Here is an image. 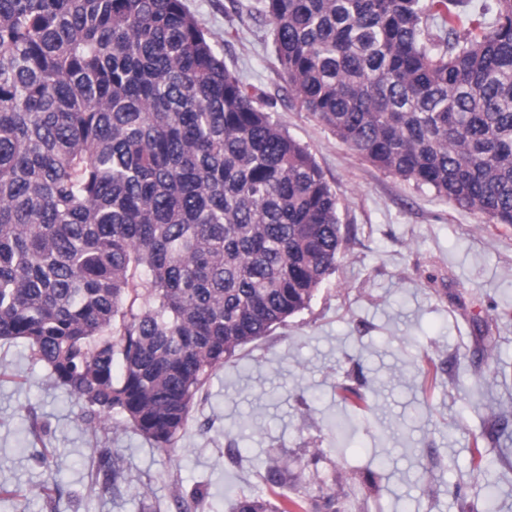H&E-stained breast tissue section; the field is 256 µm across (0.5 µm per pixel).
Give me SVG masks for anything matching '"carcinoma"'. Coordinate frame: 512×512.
I'll return each mask as SVG.
<instances>
[{
  "label": "carcinoma",
  "instance_id": "cac0c4a2",
  "mask_svg": "<svg viewBox=\"0 0 512 512\" xmlns=\"http://www.w3.org/2000/svg\"><path fill=\"white\" fill-rule=\"evenodd\" d=\"M299 108L363 160L512 226V0H262ZM336 191L183 0H0V340L174 447L212 371L336 268ZM265 491L232 512H344ZM104 448L97 483L123 479Z\"/></svg>",
  "mask_w": 512,
  "mask_h": 512
}]
</instances>
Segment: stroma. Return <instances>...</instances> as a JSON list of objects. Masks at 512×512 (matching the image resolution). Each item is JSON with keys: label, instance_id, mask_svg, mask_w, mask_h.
<instances>
[{"label": "stroma", "instance_id": "35a3bbf8", "mask_svg": "<svg viewBox=\"0 0 512 512\" xmlns=\"http://www.w3.org/2000/svg\"><path fill=\"white\" fill-rule=\"evenodd\" d=\"M183 3L335 190L336 269L307 309L212 372L167 454L110 418L90 429L23 340L0 341V487L23 493L0 512H179L178 494L188 512H231L268 463L310 496L349 493L351 512H512V227L379 170L299 111L261 0ZM343 385L361 386L367 412L340 401ZM476 444L496 459L482 472ZM102 448L124 466L107 494L93 488Z\"/></svg>", "mask_w": 512, "mask_h": 512}]
</instances>
